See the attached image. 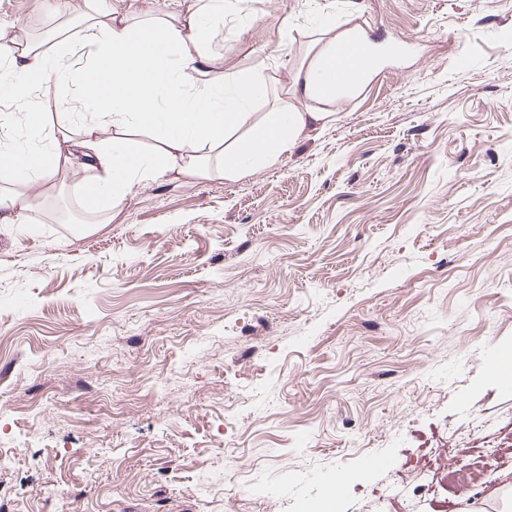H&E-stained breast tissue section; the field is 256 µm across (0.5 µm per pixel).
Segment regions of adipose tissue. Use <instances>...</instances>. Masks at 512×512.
I'll return each instance as SVG.
<instances>
[{
    "instance_id": "ef3b65f1",
    "label": "adipose tissue",
    "mask_w": 512,
    "mask_h": 512,
    "mask_svg": "<svg viewBox=\"0 0 512 512\" xmlns=\"http://www.w3.org/2000/svg\"><path fill=\"white\" fill-rule=\"evenodd\" d=\"M229 5L230 0H200L197 22L85 18L80 34L89 59L79 65L68 60L72 43L63 28L47 45L24 33L0 45L1 100L26 101L51 82L72 101L68 112L28 113L35 146L0 154V180L9 184L0 190V223H24L39 200L52 195L64 170L90 171L98 192L85 206L108 214L135 184L161 173L210 177L209 151L218 152L224 176L238 177L253 164L276 161L306 127L327 120L319 110L276 109L255 122L250 109L266 94L260 81L221 74L197 81L211 63L208 42ZM355 38L348 28L321 41L294 75L293 95L322 99L337 44ZM51 124L78 125L79 134L40 143ZM114 128L149 135L159 148L144 155L128 144H111Z\"/></svg>"
}]
</instances>
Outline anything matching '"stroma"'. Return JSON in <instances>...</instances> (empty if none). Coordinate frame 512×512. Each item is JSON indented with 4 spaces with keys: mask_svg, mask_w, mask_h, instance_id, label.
Wrapping results in <instances>:
<instances>
[{
    "mask_svg": "<svg viewBox=\"0 0 512 512\" xmlns=\"http://www.w3.org/2000/svg\"><path fill=\"white\" fill-rule=\"evenodd\" d=\"M196 0H0V28ZM390 53L271 165L168 172L0 224V500L15 512H503L512 498V0H237L213 68L256 114L331 29ZM53 206V207H54ZM499 362L496 371L486 357ZM474 466L418 500L425 455ZM383 458L374 470L369 458ZM344 483H337V473Z\"/></svg>",
    "mask_w": 512,
    "mask_h": 512,
    "instance_id": "obj_1",
    "label": "stroma"
}]
</instances>
